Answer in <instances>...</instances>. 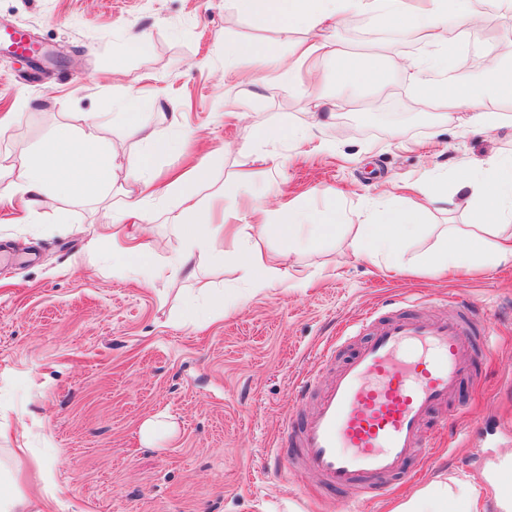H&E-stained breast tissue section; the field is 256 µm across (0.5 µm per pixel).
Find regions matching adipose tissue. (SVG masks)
Returning <instances> with one entry per match:
<instances>
[{"instance_id":"adipose-tissue-1","label":"adipose tissue","mask_w":512,"mask_h":512,"mask_svg":"<svg viewBox=\"0 0 512 512\" xmlns=\"http://www.w3.org/2000/svg\"><path fill=\"white\" fill-rule=\"evenodd\" d=\"M234 11L261 26H275L282 33L313 30L334 22L360 17L375 20L381 27L411 35L421 42L422 55L408 61L417 92L433 100L443 111L456 114L463 130H487L501 126L502 118L486 108L487 101H512V40L493 55L483 68L468 70L455 64V47L448 40L449 26L468 31L479 15L471 0H231ZM230 56L254 61L260 66L286 67L289 77L299 74L308 59L336 58V83L343 89L359 86L385 88L386 74L373 58L343 54L337 42L320 40L295 44L291 52L282 45L261 48L250 42L232 44ZM101 117L89 119L85 128L73 132L55 127L46 140L23 158L17 168L0 171V186L23 194L32 212H39L60 197L74 201L106 203L111 226L134 219L142 223L154 217L152 205L176 196L183 221L179 232L187 244L162 266L152 263L153 249L144 244L112 241V261L122 266L140 263L145 280L178 275L194 276L195 253H213L237 259L254 290L282 282L289 275L285 264L294 253L301 229L309 216L292 211L281 223L233 227L216 223L215 206L204 203L198 188L209 170L198 165L168 184H157L152 170L158 154L174 149L167 136L153 128L137 125L134 131L148 145L146 151L129 157L126 189L107 198L115 177L116 151L102 142L98 130ZM458 191L463 192L472 211L470 224H451L440 244L423 255L420 265L445 272L464 265L512 262V158L466 160L457 172ZM415 189L423 203L411 210L387 211L382 221L359 225L350 242L353 252L385 270H400L398 255L405 243L417 235L426 213L425 203L443 191L441 182H417ZM275 232L282 245L263 253L249 244L252 230ZM493 497L497 512H512V455L493 462L483 482L458 477L432 481L413 496L397 504L393 512H483L485 497Z\"/></svg>"}]
</instances>
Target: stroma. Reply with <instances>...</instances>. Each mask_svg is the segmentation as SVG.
Instances as JSON below:
<instances>
[{"mask_svg":"<svg viewBox=\"0 0 512 512\" xmlns=\"http://www.w3.org/2000/svg\"><path fill=\"white\" fill-rule=\"evenodd\" d=\"M481 23L453 35L456 56L484 67L495 39L512 37V13L476 0ZM24 32L34 57L0 43V166L19 164L58 125L84 128L89 113L111 112L99 131L124 153L140 148L117 113L140 97L139 122L188 148L160 156L158 180L210 165L202 198L264 158L265 174L223 200L226 221L252 224L257 195L266 220L292 210L315 223L341 213V237L316 241L291 259L289 279L257 292L232 259L195 258V277L144 283L137 266L112 265V247L85 246L101 205L60 199L23 220L19 196L0 197V422L24 426L0 438L11 469L45 512H348L344 493L309 492L312 479L277 456L289 412L317 357L335 347L344 361L365 339L364 314L391 300L421 313L445 311V297L487 318L490 335L457 386L445 427L424 430L428 457L407 458L408 479L373 483L357 512H390L431 481L481 480L512 453V263L434 275L379 271L347 246L384 204L414 208L393 182L432 178L448 185L429 205L408 255L433 246L445 226L470 223L453 190L461 160L512 154V125L464 132L439 110L412 111L419 98L404 61L422 53L414 37L362 17L337 24L345 50L379 55L389 86L334 107L336 62L324 59L308 82L268 77L225 56L229 45L299 42L235 14L230 0H0V30ZM146 35L143 52L125 54ZM306 127L303 140L265 138L273 125ZM175 202L161 205L143 233L165 264L181 246ZM223 293V316L205 299ZM177 434L149 442L154 416Z\"/></svg>","mask_w":512,"mask_h":512,"instance_id":"stroma-1","label":"stroma"}]
</instances>
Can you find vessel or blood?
<instances>
[{
  "mask_svg": "<svg viewBox=\"0 0 512 512\" xmlns=\"http://www.w3.org/2000/svg\"><path fill=\"white\" fill-rule=\"evenodd\" d=\"M362 328L367 340L339 368L322 356L326 385L305 383L299 402L313 411L302 422L290 418L286 438L292 461L343 492L397 475L407 457L425 454L423 431L469 376L476 346V314L460 301L436 317L398 301Z\"/></svg>",
  "mask_w": 512,
  "mask_h": 512,
  "instance_id": "b4317fda",
  "label": "vessel or blood"
}]
</instances>
